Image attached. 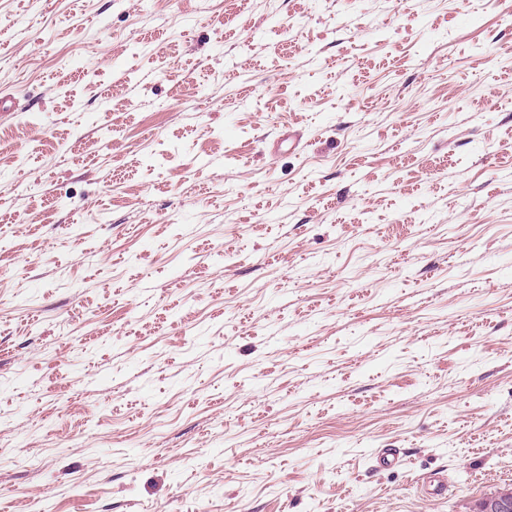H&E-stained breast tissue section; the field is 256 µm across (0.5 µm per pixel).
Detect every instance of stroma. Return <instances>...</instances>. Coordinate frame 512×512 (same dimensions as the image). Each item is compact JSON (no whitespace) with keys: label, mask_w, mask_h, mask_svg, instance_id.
<instances>
[{"label":"stroma","mask_w":512,"mask_h":512,"mask_svg":"<svg viewBox=\"0 0 512 512\" xmlns=\"http://www.w3.org/2000/svg\"><path fill=\"white\" fill-rule=\"evenodd\" d=\"M0 98V512L512 486V0H0Z\"/></svg>","instance_id":"1"}]
</instances>
